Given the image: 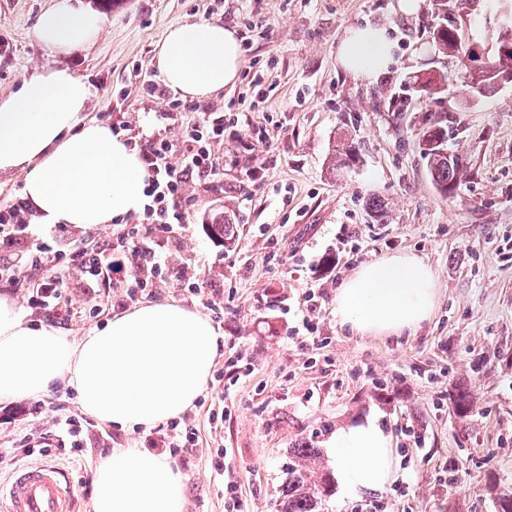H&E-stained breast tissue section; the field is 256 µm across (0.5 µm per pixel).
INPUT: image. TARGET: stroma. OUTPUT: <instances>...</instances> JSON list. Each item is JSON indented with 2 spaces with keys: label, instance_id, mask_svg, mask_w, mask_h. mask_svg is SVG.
<instances>
[{
  "label": "stroma",
  "instance_id": "stroma-1",
  "mask_svg": "<svg viewBox=\"0 0 512 512\" xmlns=\"http://www.w3.org/2000/svg\"><path fill=\"white\" fill-rule=\"evenodd\" d=\"M56 0H0V96L48 69L86 80V119L127 113L133 131L164 111L140 88L154 73L156 49L170 25L214 20L240 38L236 82L207 104L237 111L253 103L265 128L252 150L226 129L214 145L224 172L197 192L185 253L202 278L224 287L217 326L224 347L206 393L184 418L193 448H174L188 477L186 512H277L280 490L301 440L324 448L346 424L375 414L395 440L396 486L370 494L377 512H497L512 491V82L494 94L471 92L462 61L492 55L498 0H479L461 23L457 57L436 51L432 0L405 13L399 0H80L103 20L86 50L62 54L32 35ZM384 27L395 61L376 79L355 77L337 58L351 27ZM444 72V91H416L418 75ZM410 99L408 112L388 103ZM445 119L448 151L459 166L456 189L442 195L418 144V128ZM357 144L351 166L336 161L341 141ZM257 168L258 176L246 171ZM383 202L372 221L366 202ZM230 216L232 248L210 226ZM410 252L435 272L433 317L405 336H360L336 313V290L359 266ZM320 291L319 337L302 347L290 328L305 291ZM121 275L108 288H72L58 322L29 307L25 289L0 282L30 320L84 335L121 312ZM464 387L472 408L458 418L448 400ZM84 420L79 447L61 437L67 417ZM151 436L86 420L73 392L0 404V484L19 469L51 463L72 487L74 512H93L94 467L115 448H145ZM235 494H227L226 484Z\"/></svg>",
  "mask_w": 512,
  "mask_h": 512
}]
</instances>
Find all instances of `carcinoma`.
Returning <instances> with one entry per match:
<instances>
[{
  "instance_id": "1",
  "label": "carcinoma",
  "mask_w": 512,
  "mask_h": 512,
  "mask_svg": "<svg viewBox=\"0 0 512 512\" xmlns=\"http://www.w3.org/2000/svg\"><path fill=\"white\" fill-rule=\"evenodd\" d=\"M439 51L454 55L459 46V29L447 19L445 25L437 26L432 33ZM489 71L503 81H512V43L497 47L490 59ZM418 139L424 146L429 170L435 186L444 194L453 191L458 175V165L449 153L441 152L447 140V125L442 119L425 123L419 128ZM296 460L295 467L288 470V481L280 495L279 512H322L323 502L331 495V478L319 465L318 449L304 440L290 449Z\"/></svg>"
}]
</instances>
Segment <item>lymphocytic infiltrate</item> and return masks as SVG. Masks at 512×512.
<instances>
[{
	"label": "lymphocytic infiltrate",
	"mask_w": 512,
	"mask_h": 512,
	"mask_svg": "<svg viewBox=\"0 0 512 512\" xmlns=\"http://www.w3.org/2000/svg\"><path fill=\"white\" fill-rule=\"evenodd\" d=\"M166 99L157 133L129 139L148 173L147 202L142 213L126 216L123 232L90 250L74 248L63 226L36 230L35 213L25 199L0 206V246L12 250L9 257L0 256V280L26 288L32 307L62 315L67 274L76 270L107 288L113 275L123 274L125 297L132 302L173 283L196 295L205 309H220L223 289L201 281L191 260L181 254L188 213L196 204L192 189L212 184L222 168L223 159L213 147L223 143L226 128L240 126L258 136L263 129L251 125L245 112L207 106L195 120L189 104ZM35 269L42 270L41 278H32Z\"/></svg>",
	"instance_id": "f902f5d3"
}]
</instances>
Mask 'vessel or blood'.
I'll list each match as a JSON object with an SVG mask.
<instances>
[{
	"instance_id": "obj_1",
	"label": "vessel or blood",
	"mask_w": 512,
	"mask_h": 512,
	"mask_svg": "<svg viewBox=\"0 0 512 512\" xmlns=\"http://www.w3.org/2000/svg\"><path fill=\"white\" fill-rule=\"evenodd\" d=\"M8 512H73L72 492L58 468L42 464L23 469L10 489Z\"/></svg>"
}]
</instances>
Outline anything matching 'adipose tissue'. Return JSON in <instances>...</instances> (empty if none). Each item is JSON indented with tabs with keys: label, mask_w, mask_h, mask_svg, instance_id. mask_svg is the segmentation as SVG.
Wrapping results in <instances>:
<instances>
[{
	"label": "adipose tissue",
	"mask_w": 512,
	"mask_h": 512,
	"mask_svg": "<svg viewBox=\"0 0 512 512\" xmlns=\"http://www.w3.org/2000/svg\"><path fill=\"white\" fill-rule=\"evenodd\" d=\"M100 18L60 0L44 11L34 37L69 54L90 45ZM154 62L164 83L187 98H206L235 83L240 46L217 21L168 28ZM339 62L371 78L393 62L384 30L348 31ZM91 88L65 69L24 80L0 98V174L24 172V197L40 223L100 226L140 212L148 177L139 153L109 126L84 118ZM438 301L431 268L398 253L360 267L338 289L337 312L359 334L398 336L428 320ZM222 333L204 314L147 303L112 316L77 339L29 321L16 300L0 297V404L63 386L101 423L148 431L181 419L203 395ZM329 452L347 497L383 490L395 471V447L376 417L333 435ZM93 512H185L187 478L169 454L119 448L94 468Z\"/></svg>",
	"instance_id": "obj_1"
}]
</instances>
